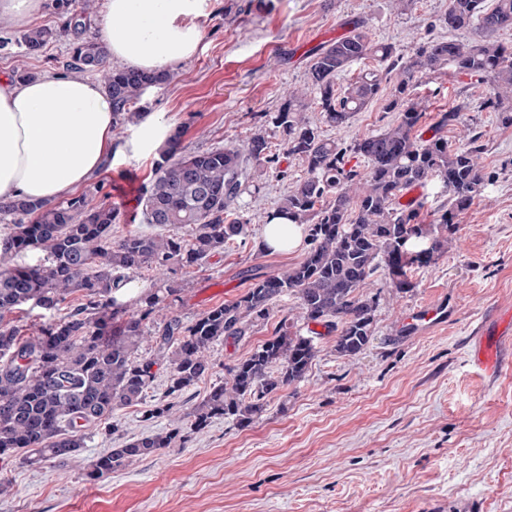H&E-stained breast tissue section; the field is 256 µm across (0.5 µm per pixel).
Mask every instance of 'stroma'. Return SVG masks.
<instances>
[{
    "instance_id": "obj_1",
    "label": "stroma",
    "mask_w": 512,
    "mask_h": 512,
    "mask_svg": "<svg viewBox=\"0 0 512 512\" xmlns=\"http://www.w3.org/2000/svg\"><path fill=\"white\" fill-rule=\"evenodd\" d=\"M248 2L214 0L196 54L142 97L145 112L183 129V152L243 146L258 126L257 113L277 111L289 91L303 90L311 51L334 41L347 19H365L374 42L406 57L422 39L448 34L439 19L449 0H415L402 15L392 0H266L252 11ZM22 34L0 20V72L66 74L70 38L31 55ZM464 91L477 100L490 86L453 72L419 85L423 128L455 107ZM385 105L375 100L349 124L324 132L349 143L384 131L396 119ZM469 126L484 147L485 188L460 216L447 253L409 271V292H397L386 271L371 277L366 292L377 297L378 308L363 354L337 356L335 334L316 326L317 355L305 380L279 392L252 424L213 419L175 447L92 478L100 456L169 429L172 417L223 381L225 366L246 357L273 328L226 340L209 352L211 373L181 395L167 397L168 373L159 370L141 404L85 428L79 455L36 466L0 457V512H512V368L484 372L468 356L476 327L494 307L512 305V126L495 112H466L449 127V144H460ZM267 136L288 177H269L259 195L245 197V240L205 267L179 269L178 278L189 284L180 308L185 319L235 300L255 277L281 273L307 252L261 246L266 213L306 172L301 160L285 155L278 132ZM157 161L121 157L82 186L90 204L116 209L113 239L153 233L141 200ZM443 297L453 307L445 326L400 333L410 310ZM166 398L171 417L146 419Z\"/></svg>"
}]
</instances>
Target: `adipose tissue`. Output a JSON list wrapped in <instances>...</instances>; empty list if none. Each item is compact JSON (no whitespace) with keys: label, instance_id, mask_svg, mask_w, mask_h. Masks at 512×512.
Masks as SVG:
<instances>
[{"label":"adipose tissue","instance_id":"1","mask_svg":"<svg viewBox=\"0 0 512 512\" xmlns=\"http://www.w3.org/2000/svg\"><path fill=\"white\" fill-rule=\"evenodd\" d=\"M210 0H105L100 37L128 70L168 72L198 49ZM112 102L81 74L0 76V198L49 203L120 156L154 153L171 134L143 116L124 142L112 136Z\"/></svg>","mask_w":512,"mask_h":512}]
</instances>
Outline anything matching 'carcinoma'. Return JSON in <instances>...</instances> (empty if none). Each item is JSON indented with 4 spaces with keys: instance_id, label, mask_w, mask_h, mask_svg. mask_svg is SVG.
I'll return each instance as SVG.
<instances>
[{
    "instance_id": "obj_1",
    "label": "carcinoma",
    "mask_w": 512,
    "mask_h": 512,
    "mask_svg": "<svg viewBox=\"0 0 512 512\" xmlns=\"http://www.w3.org/2000/svg\"><path fill=\"white\" fill-rule=\"evenodd\" d=\"M54 2L66 17L62 31L29 30L22 36L26 50L38 54L60 33L72 36V64L105 73L115 125L138 119L136 104L148 89L167 83L170 74L106 70V47L82 38L84 12L76 9V0ZM439 22L450 33L470 32L471 42L427 39L405 58L392 46L373 42L363 19L348 20L345 35L312 55L308 90L293 91L278 111L259 114L258 129L241 149L184 154L182 132L170 135L144 194L143 215L148 224L174 229L172 234L114 240L116 210L92 206L85 195L61 205L0 201V212L13 216V231L0 238V258L43 253L37 265L0 274V456L33 465L75 455L84 447L82 429L143 400L155 379L154 367L167 365L168 393H181L208 375L214 344L241 340L268 324L275 302L288 293L296 295L301 319L336 333L338 356L363 354L374 335L378 306L376 297L362 292L368 280L383 267L397 291H409L407 271L430 266L447 253L460 215L484 185L479 136L470 131L452 146L448 126L472 109L498 112L504 124L512 125V44L498 40L500 32L512 31V0L491 5L450 0ZM368 56L377 67L337 92V78ZM450 69L490 82L491 91L477 101L464 96L453 110L438 114L429 138H420L425 108L415 89L423 79ZM386 89V109L398 113L393 125L349 144L325 136L322 125L348 124ZM312 104L321 114L319 125L303 115ZM269 127L281 133L288 154L300 158L307 171L267 213L265 223L283 218L305 225L310 248L303 260L256 280L236 300L190 321L178 312L188 291L182 279L168 276L132 301H119L117 295L131 288L142 269L171 273L175 265L202 266L245 238L240 201L260 194L270 175H284L280 155L269 146ZM353 155L366 161L364 169L350 164ZM432 179L442 183L448 199L435 223L420 224L418 208L400 199ZM75 292L79 304L41 324L33 336H22L5 321L28 303L56 311ZM163 310L167 314L160 319ZM148 336L153 346L142 355L140 345ZM315 356L313 337L280 321L271 338L226 368L224 381L210 386L176 427L110 450L97 460L94 477L171 448L184 431H200L217 417L248 426L266 412L270 399L306 378Z\"/></svg>"
}]
</instances>
